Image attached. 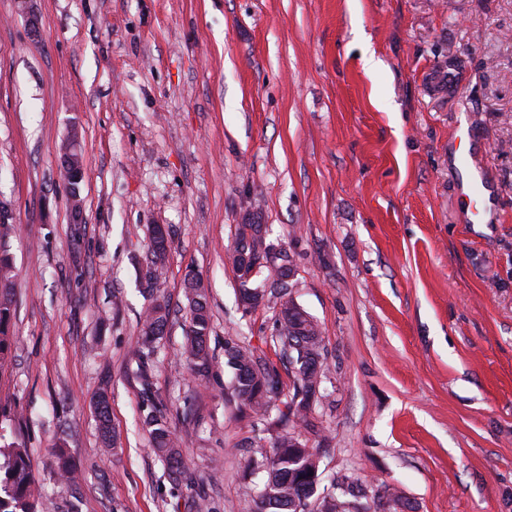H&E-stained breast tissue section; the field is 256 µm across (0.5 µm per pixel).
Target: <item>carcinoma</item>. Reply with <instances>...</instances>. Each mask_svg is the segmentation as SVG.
Masks as SVG:
<instances>
[{"mask_svg":"<svg viewBox=\"0 0 512 512\" xmlns=\"http://www.w3.org/2000/svg\"><path fill=\"white\" fill-rule=\"evenodd\" d=\"M258 229L257 224L242 225L229 260L235 267L244 254L248 256L249 265L258 266L263 280L257 285L249 280L240 282L239 296L248 299L250 307L263 302L280 310L272 342L280 354H289L288 362L295 372L293 392L279 406L275 404L281 385L277 371L260 360L254 348L240 338L224 339L225 365L233 373L232 395L238 411L258 423L271 420L276 428L269 445L258 439L249 446L244 487L251 489L249 477L260 470L264 478L262 488L257 490L261 498L258 512H306L303 500L314 492L315 480L309 476H292L290 471L304 465L315 453L303 443L295 446L293 440L296 429L308 422L312 404L323 398L321 385L327 379L328 367L317 322L311 317L299 320L296 314L288 312L285 294L276 287L286 250L258 236ZM8 231L9 224L3 218L0 220V372L11 362L15 346L11 334L12 265L4 241ZM166 249L167 245L151 241L152 258L142 271L148 304L142 317L138 354L146 359L154 354L156 343L164 338L169 324L170 310L159 295L163 275L159 260ZM184 296L190 315L184 349L195 373L206 377L213 360L209 348L211 315L207 291L196 275L186 274ZM141 412L154 453L165 465L169 479L175 484L182 483L186 480V470L177 436L153 400L144 399ZM96 413L102 443L108 446L117 442V438L111 437L110 405L104 393L98 397ZM15 417L17 412L0 405V512H38L41 490L32 473L29 451L7 437V429Z\"/></svg>","mask_w":512,"mask_h":512,"instance_id":"1","label":"carcinoma"}]
</instances>
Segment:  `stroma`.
<instances>
[{
	"label": "stroma",
	"mask_w": 512,
	"mask_h": 512,
	"mask_svg": "<svg viewBox=\"0 0 512 512\" xmlns=\"http://www.w3.org/2000/svg\"><path fill=\"white\" fill-rule=\"evenodd\" d=\"M73 138L80 225L60 175ZM469 151L496 186L486 224L460 195ZM0 205L16 338L0 397L21 412L40 512H190L198 487L216 512H257L241 473L263 432L229 401L224 339L256 347L282 393L294 369L276 309L239 303L228 255L248 222L287 250L322 330L325 397L299 434L326 475L416 512H512V0H0ZM158 225L172 316L142 359ZM190 271L206 379L183 354ZM147 391L189 483L154 457ZM184 296L190 315L184 349L192 360L195 373L207 377L213 360L209 348L211 315L208 294L201 281L191 272L185 276ZM96 413L99 421V431L102 443L107 447L110 445L112 437V447L117 442V438L112 431L111 436V419H110V405L106 394L102 393L96 402Z\"/></svg>",
	"instance_id": "stroma-1"
}]
</instances>
